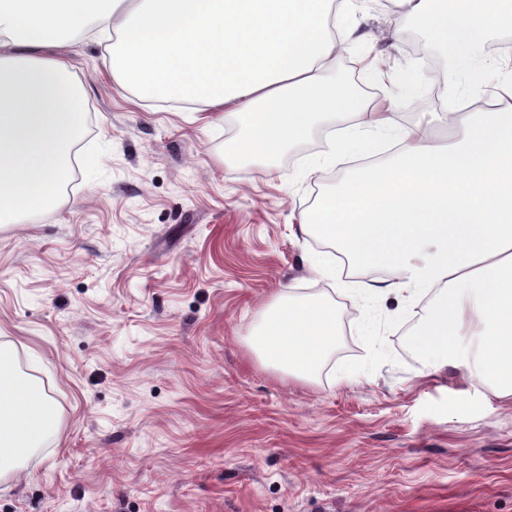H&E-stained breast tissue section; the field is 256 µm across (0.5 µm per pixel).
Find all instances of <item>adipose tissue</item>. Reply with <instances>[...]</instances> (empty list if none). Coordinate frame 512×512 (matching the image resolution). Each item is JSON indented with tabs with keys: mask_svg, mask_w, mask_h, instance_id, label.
<instances>
[{
	"mask_svg": "<svg viewBox=\"0 0 512 512\" xmlns=\"http://www.w3.org/2000/svg\"><path fill=\"white\" fill-rule=\"evenodd\" d=\"M98 2L0 0L1 219L52 206L62 169L45 158L37 135L47 133L52 150L62 152L85 96L57 59L17 55L10 45L21 29L40 37L79 29ZM318 3L316 16H289L287 27L257 35L245 54L235 29L267 22L279 0H147L128 10L124 40L110 41L106 16L90 38L103 45L116 83L152 97L178 85L182 100L201 105L215 121L245 115L247 134L265 145L299 140L325 117L337 125L331 162L394 137L393 154L354 169L299 231L326 237L351 261L391 271L385 288L359 291L371 300L364 338L383 314L381 294L411 304L421 289H437L427 328L416 339L428 372L477 369L501 395H512V186L502 179L504 165H512V71L483 48L499 17L467 16L450 44L435 25L425 30V52L445 69L442 111L409 121L388 97L381 116L369 120L357 98L325 79L344 68L356 43L359 0ZM174 20L185 23L184 39L167 37ZM486 95L491 111H459L461 99ZM450 118L476 152L450 154L431 145L425 129ZM336 335L334 304L291 292L261 313L251 342L289 379L309 382ZM56 427L52 400L16 372L11 350L0 346V481L25 469Z\"/></svg>",
	"mask_w": 512,
	"mask_h": 512,
	"instance_id": "adipose-tissue-1",
	"label": "adipose tissue"
}]
</instances>
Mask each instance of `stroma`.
Returning a JSON list of instances; mask_svg holds the SVG:
<instances>
[{"instance_id": "1", "label": "stroma", "mask_w": 512, "mask_h": 512, "mask_svg": "<svg viewBox=\"0 0 512 512\" xmlns=\"http://www.w3.org/2000/svg\"><path fill=\"white\" fill-rule=\"evenodd\" d=\"M365 12L358 80L406 72L415 21ZM87 88L71 186L43 215L0 223V343L56 405L54 440L0 490V512H512V396L482 376H423L415 338L430 305L331 293L306 263L331 252L298 226L337 171L295 180L311 137L255 148L239 120L134 100L81 33L38 40ZM331 293L340 333L314 383L264 367L247 341L288 290ZM376 366L342 380L345 366Z\"/></svg>"}]
</instances>
